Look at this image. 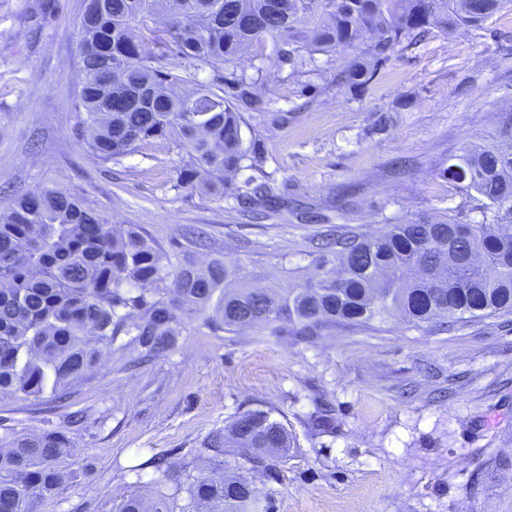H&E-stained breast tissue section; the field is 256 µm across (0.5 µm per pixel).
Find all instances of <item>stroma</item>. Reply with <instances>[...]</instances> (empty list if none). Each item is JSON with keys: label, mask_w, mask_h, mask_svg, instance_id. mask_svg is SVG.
<instances>
[{"label": "stroma", "mask_w": 512, "mask_h": 512, "mask_svg": "<svg viewBox=\"0 0 512 512\" xmlns=\"http://www.w3.org/2000/svg\"><path fill=\"white\" fill-rule=\"evenodd\" d=\"M85 0H0V209L58 188L118 225H136L179 263L238 265L257 288H295L317 244L365 237L421 215L480 220L442 172L472 145L500 141L512 112V7L483 25L437 28L397 47L364 90L339 75L365 46L313 54L293 71L273 38L239 62L265 111L245 112L258 169L228 175L223 196L177 187L188 155L156 140L109 163L90 153L75 91ZM278 194L262 218L243 211L251 178ZM204 230L205 249L188 244ZM271 411L293 437L285 460L243 468L270 512H512V322L451 331L400 318L306 340L182 322L172 350L145 356L118 336L69 398L0 396V452L14 439L66 433L64 484L38 512H117L122 499L196 461L237 413ZM330 411L335 428L311 420ZM167 471L145 467L150 457Z\"/></svg>", "instance_id": "obj_1"}]
</instances>
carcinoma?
Masks as SVG:
<instances>
[{
    "label": "carcinoma",
    "mask_w": 512,
    "mask_h": 512,
    "mask_svg": "<svg viewBox=\"0 0 512 512\" xmlns=\"http://www.w3.org/2000/svg\"><path fill=\"white\" fill-rule=\"evenodd\" d=\"M316 0H86L79 26L84 113L90 152L109 162L157 139L185 151L179 187L224 193V174L259 159L245 140L241 109L264 110L252 79L234 68L267 37L292 67L369 35L364 57L342 71L364 88L396 47L429 32L481 25L509 0H322L326 20L304 27ZM210 72L188 95L186 78ZM126 101L121 111L115 99ZM448 180L475 192L481 220L423 216L367 238L336 241L299 288H249L231 263L174 264L132 227L118 228L78 195L30 192L0 211V395H64L114 339L131 335L150 354L172 346L174 325L213 306L206 324L233 333L257 327L279 336H316L338 324L370 326L397 316L417 328L450 330L512 316V148L477 146L448 165ZM253 204L275 201L266 183L245 182ZM239 449L250 463L288 457L292 438L270 412L239 413L204 443L209 459ZM71 451L60 431L19 438L0 453V512H37L62 484L56 462ZM189 502L178 506L181 492ZM118 512H269L244 473L156 482Z\"/></svg>",
    "instance_id": "obj_1"
}]
</instances>
